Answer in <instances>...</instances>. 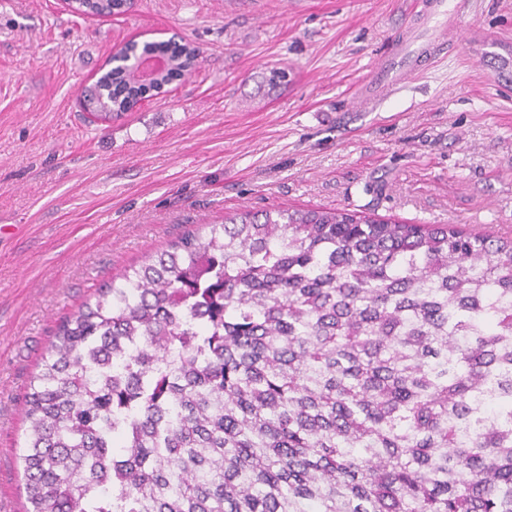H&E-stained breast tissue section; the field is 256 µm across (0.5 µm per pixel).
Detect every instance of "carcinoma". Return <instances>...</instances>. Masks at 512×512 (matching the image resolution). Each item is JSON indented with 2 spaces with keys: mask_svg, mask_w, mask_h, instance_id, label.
Masks as SVG:
<instances>
[{
  "mask_svg": "<svg viewBox=\"0 0 512 512\" xmlns=\"http://www.w3.org/2000/svg\"><path fill=\"white\" fill-rule=\"evenodd\" d=\"M198 52L117 49L92 121ZM144 56L172 63L142 84ZM92 297L24 396L27 512H512V238L243 210Z\"/></svg>",
  "mask_w": 512,
  "mask_h": 512,
  "instance_id": "carcinoma-1",
  "label": "carcinoma"
}]
</instances>
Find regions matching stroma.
<instances>
[{
  "mask_svg": "<svg viewBox=\"0 0 512 512\" xmlns=\"http://www.w3.org/2000/svg\"><path fill=\"white\" fill-rule=\"evenodd\" d=\"M421 7L138 0L78 18L0 0V512L27 506L23 396L56 325L195 225L325 207L512 237V0H456L417 75L352 101ZM131 40L192 42L200 64L93 123L80 95Z\"/></svg>",
  "mask_w": 512,
  "mask_h": 512,
  "instance_id": "1",
  "label": "stroma"
}]
</instances>
